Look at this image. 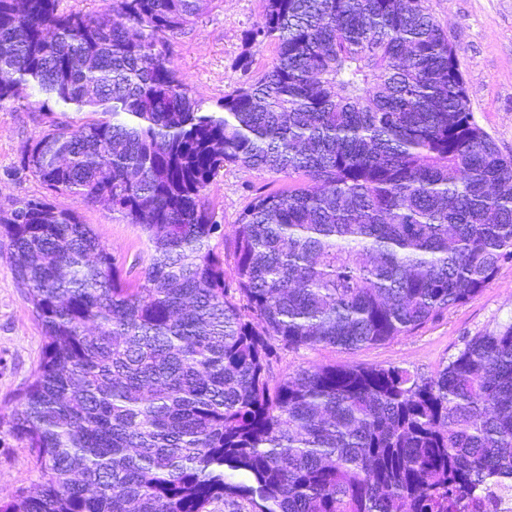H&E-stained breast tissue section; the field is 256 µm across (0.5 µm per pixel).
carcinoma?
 Returning a JSON list of instances; mask_svg holds the SVG:
<instances>
[{
    "mask_svg": "<svg viewBox=\"0 0 512 512\" xmlns=\"http://www.w3.org/2000/svg\"><path fill=\"white\" fill-rule=\"evenodd\" d=\"M59 2L0 0V109L36 90L41 110L89 114L52 121L24 168L108 204L153 254L132 285L76 211H0L44 331L0 414L43 480L0 512H477L512 488V321L429 378L272 373L282 349L416 330L512 262V155L423 0H265L218 112L167 58L212 0ZM228 164L288 179L241 213L229 273L206 201Z\"/></svg>",
    "mask_w": 512,
    "mask_h": 512,
    "instance_id": "cac0c4a2",
    "label": "carcinoma"
}]
</instances>
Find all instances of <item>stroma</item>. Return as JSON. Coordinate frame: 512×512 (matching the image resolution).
I'll return each instance as SVG.
<instances>
[{"label": "stroma", "instance_id": "35a3bbf8", "mask_svg": "<svg viewBox=\"0 0 512 512\" xmlns=\"http://www.w3.org/2000/svg\"><path fill=\"white\" fill-rule=\"evenodd\" d=\"M428 12L447 30L463 74L475 122L512 155V0H425ZM263 0H213L211 6L172 42L170 65L190 83L207 109L217 107L224 92L238 87L243 76L237 61L243 37L261 18ZM50 121L37 105L0 110V209L33 199H49L74 209L120 263L127 282H137L152 250L140 227L127 223L102 204L84 206L71 196L49 194L23 167V157ZM282 177L239 166L225 167L211 184L208 203L224 228L211 247L228 256L240 214L257 189H275ZM512 321V264L475 298L443 316L393 339L356 349L317 346L287 350L274 372L282 376L298 368L397 366L429 377L445 366L465 339ZM43 329L12 270L7 243L0 242V411L10 412L32 379L42 358ZM42 480L24 442L0 426V501Z\"/></svg>", "mask_w": 512, "mask_h": 512}]
</instances>
